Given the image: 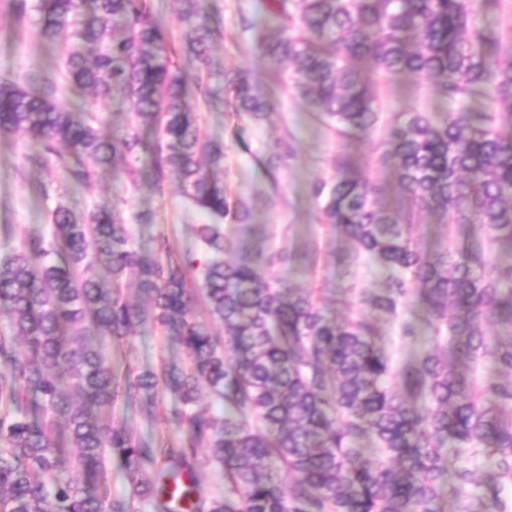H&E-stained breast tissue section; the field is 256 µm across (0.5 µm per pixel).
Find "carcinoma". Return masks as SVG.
Returning <instances> with one entry per match:
<instances>
[{
  "label": "carcinoma",
  "mask_w": 512,
  "mask_h": 512,
  "mask_svg": "<svg viewBox=\"0 0 512 512\" xmlns=\"http://www.w3.org/2000/svg\"><path fill=\"white\" fill-rule=\"evenodd\" d=\"M21 18L35 10L40 36L66 29L64 59L75 93L107 99L125 92L140 124L154 130L122 141L103 138L82 108L24 88L0 75V136L22 134L39 151L33 164L59 168L81 186L138 148L150 150L156 181L174 174L184 195L210 222L195 234L206 259H163L132 245L117 207L76 215L63 205L47 236L29 237L0 257V314L13 333H0V512H442L444 497L465 498L479 461L496 471L480 504H501L512 485V264L503 267L481 247L433 253L413 240L411 221L382 208L380 188L361 174L313 185L319 222L354 242L355 258L389 271L379 292L360 303L416 335L405 313L424 309L432 344L414 362L396 366L362 319L336 323L315 298L266 275L288 268L284 248L258 253L259 264L229 256L224 226L248 224L252 201L233 197L202 159L220 167L224 148L201 138L199 113L186 102L190 86L207 95L175 61L168 31L146 0H12ZM476 0H271L274 31L256 38L269 62L291 66L295 95L339 130L366 132L378 120L376 96L356 66L379 74L409 73L436 81L459 107L438 121L409 112L388 134L380 161L395 169L414 209L476 226L486 242L512 247V59L500 36L474 22ZM184 40L199 61L214 30L195 0H173ZM235 111L257 123L275 105L254 92L248 74L225 75ZM482 90L498 112H471ZM292 153L276 137L257 158L275 172ZM134 269L150 299L129 303L124 275ZM198 273L206 317H192L188 275ZM179 337L188 369L162 365L116 382L106 338L134 334L146 321ZM508 335L490 342L485 326ZM481 368L477 376L448 367V357ZM400 378L406 394L391 389ZM181 395L185 410L165 420L185 435L178 448L136 441L112 417V403H130L158 387ZM224 406L196 408L201 387ZM381 459L363 457L361 441ZM209 449L225 489L199 493L198 451ZM120 460L130 488L93 491ZM288 475L283 488L280 473Z\"/></svg>",
  "instance_id": "obj_1"
}]
</instances>
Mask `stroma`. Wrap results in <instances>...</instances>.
I'll use <instances>...</instances> for the list:
<instances>
[{"label": "stroma", "mask_w": 512, "mask_h": 512, "mask_svg": "<svg viewBox=\"0 0 512 512\" xmlns=\"http://www.w3.org/2000/svg\"><path fill=\"white\" fill-rule=\"evenodd\" d=\"M268 0H200L198 7L218 33L211 41L206 62L181 55L189 74H203L211 101L190 96V107L201 114L202 138L223 142L222 176L233 195L252 199L249 223L225 227L230 254L250 259L257 248H282L296 255L290 283L313 293L327 317L343 321L365 319L375 327L378 344L393 349L396 360L413 358L415 348H401L395 323L371 312L359 302L362 291L381 288L387 273L379 265L364 268L353 261L349 239L338 228L319 221V202L312 194L316 182L335 176L334 161L344 157L350 169L362 173L378 185L383 208L402 216H413L414 241L425 251L446 246L467 249L482 243L479 232H459L456 225L430 213L415 212L400 191L394 171L380 161L382 143L389 127L406 112H428L443 118L454 106L443 98L435 82L410 74L392 76L369 73L381 118L373 130L331 132L285 82L275 77L267 60L255 49L257 31L268 28ZM68 32L47 41L39 34V15L29 12L16 19L11 0H0V74L29 86L32 78L46 79L62 102L74 95L60 75L59 65L68 48ZM244 71L258 93L271 99L275 110L268 122L256 124L248 115L236 113L229 105L231 94L224 83L225 73ZM85 108L98 113L100 130L109 137L124 138L131 131L132 109L120 92L101 102L85 93ZM288 136L293 153L268 179L254 153L277 136ZM32 147L21 135L0 137V249L19 246L29 235L48 234L49 216L57 205L82 214L98 207H117L125 223L132 226V241L140 250L166 245L171 258L199 252L192 227L207 223L208 217L183 196L175 175L163 185L152 178L151 156L134 155L131 165H118L94 177L91 184L76 187L65 181L53 167L31 165L27 157ZM112 367L118 376L137 375L162 364L186 365L185 348L175 337L162 335L152 323L136 333L112 341ZM178 393L161 389L141 393L131 407L116 402L112 419L126 426L139 440L178 447L181 437L163 415L180 406Z\"/></svg>", "instance_id": "35a3bbf8"}]
</instances>
